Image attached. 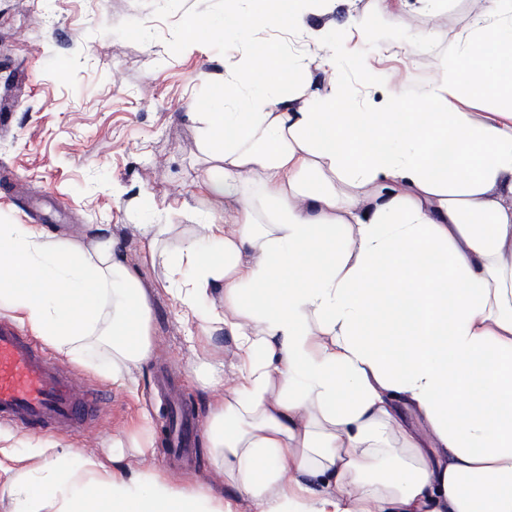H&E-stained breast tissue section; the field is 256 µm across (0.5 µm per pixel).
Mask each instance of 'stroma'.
<instances>
[{"label": "stroma", "mask_w": 512, "mask_h": 512, "mask_svg": "<svg viewBox=\"0 0 512 512\" xmlns=\"http://www.w3.org/2000/svg\"><path fill=\"white\" fill-rule=\"evenodd\" d=\"M482 7L483 0H447L433 15L420 0H405L400 38L422 30L428 39L395 62L396 90L414 100L460 51ZM223 14L224 0H0V100L13 112L0 127V224H35L52 239L115 236L138 264L135 225L172 224L182 234L208 212H223L205 192L212 164L201 150L202 125L189 112L235 72L243 49L185 37L192 18ZM376 60L370 42L340 59L343 82L370 110L387 94L361 77ZM142 197L149 209L135 208ZM140 274L155 287V354L137 373L136 393L72 364L82 384L101 393L99 412L83 426L38 438L108 454L113 441L131 446L146 408L155 442L149 465L192 484L213 483L217 467L204 437L192 464L165 455L166 409L187 405L206 419L214 389L193 368L176 301L157 286L163 267L141 266Z\"/></svg>", "instance_id": "1"}]
</instances>
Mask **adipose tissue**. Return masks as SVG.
<instances>
[{
  "label": "adipose tissue",
  "instance_id": "obj_1",
  "mask_svg": "<svg viewBox=\"0 0 512 512\" xmlns=\"http://www.w3.org/2000/svg\"><path fill=\"white\" fill-rule=\"evenodd\" d=\"M239 2L186 27L247 48L200 103L224 212L197 235L139 227L222 386L207 434L238 498L38 443L0 463V492L14 512H512V0H485L417 106L379 112L350 103L332 45L252 42L303 28L301 0ZM0 307L66 360L108 343L94 372L130 392L154 352L112 238L1 224ZM253 38L256 42L276 40L280 42L286 51L290 52L291 54H300L314 51V45L305 32H293L292 34H288L259 29L254 32Z\"/></svg>",
  "mask_w": 512,
  "mask_h": 512
}]
</instances>
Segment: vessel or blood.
Here are the masks:
<instances>
[{
  "label": "vessel or blood",
  "instance_id": "b4317fda",
  "mask_svg": "<svg viewBox=\"0 0 512 512\" xmlns=\"http://www.w3.org/2000/svg\"><path fill=\"white\" fill-rule=\"evenodd\" d=\"M74 374L16 325L0 320V423L51 430L74 426L96 409V394H77Z\"/></svg>",
  "mask_w": 512,
  "mask_h": 512
}]
</instances>
